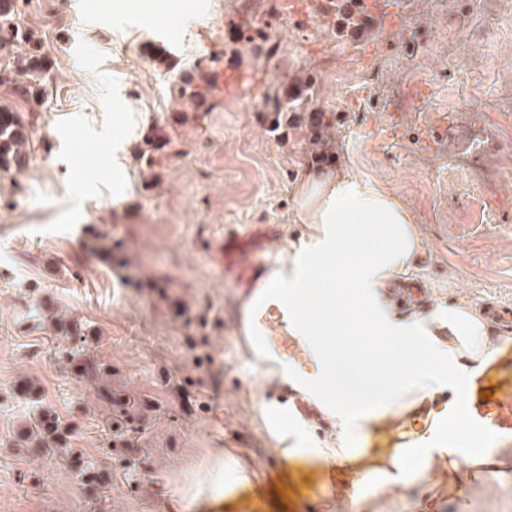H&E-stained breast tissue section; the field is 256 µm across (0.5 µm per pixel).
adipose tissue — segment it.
<instances>
[{"label": "adipose tissue", "mask_w": 512, "mask_h": 512, "mask_svg": "<svg viewBox=\"0 0 512 512\" xmlns=\"http://www.w3.org/2000/svg\"><path fill=\"white\" fill-rule=\"evenodd\" d=\"M294 198L303 230L251 298L244 329L257 366L273 364L281 383L335 417L336 438L321 447L288 407L262 403L281 459L319 475L350 467L362 491L418 481L464 442L492 463L497 449L483 447L474 426H461L455 403L435 405L441 394L459 395L491 359L487 319L464 304L427 314L390 302L394 282L422 250L413 215L388 191L336 172H307ZM279 323L308 367L277 360L264 346ZM209 476L197 501L238 498L256 478L245 459L220 450Z\"/></svg>", "instance_id": "adipose-tissue-1"}]
</instances>
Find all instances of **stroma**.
Instances as JSON below:
<instances>
[{
  "label": "stroma",
  "instance_id": "35a3bbf8",
  "mask_svg": "<svg viewBox=\"0 0 512 512\" xmlns=\"http://www.w3.org/2000/svg\"><path fill=\"white\" fill-rule=\"evenodd\" d=\"M20 0L30 41L0 47V108L30 139L18 170H0V512H197L193 486L210 453L246 457L262 480L247 494L257 512H345L336 493L284 468L258 413L290 405L319 440L336 433L325 412L252 367L242 321L289 239L302 226L293 189L312 163L295 120L271 130L262 96L301 70L341 66L358 52L376 84L343 97L317 86L314 110L338 138L331 168L398 195L423 237L408 276L429 307L494 301L512 309V175L495 190L494 226L476 221L469 189L413 197L438 165L445 127L416 110L456 106L473 123L507 121L512 79L476 72L481 58L512 55V14L493 0L455 42L434 32L464 14L463 0H365L364 38L322 32L320 0ZM275 35L265 59L249 35ZM177 31L174 42L162 37ZM37 51L41 71H25ZM236 71L235 88L224 85ZM250 249L224 263V238ZM74 350L73 359L62 356ZM144 411L118 432L110 392ZM51 415L67 435L27 436ZM96 469L93 489L77 475ZM300 493H293V486ZM354 512H512V465L472 480L407 484Z\"/></svg>",
  "mask_w": 512,
  "mask_h": 512
}]
</instances>
